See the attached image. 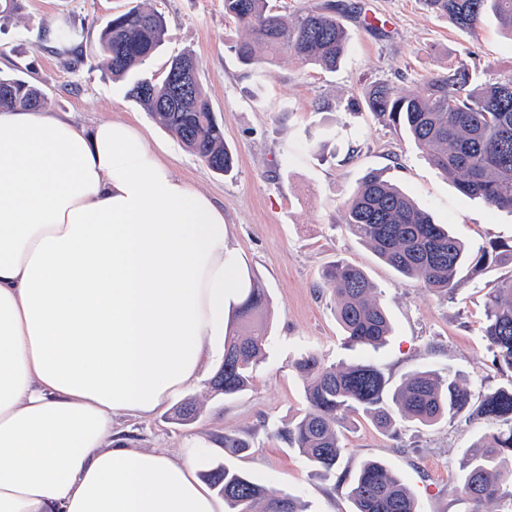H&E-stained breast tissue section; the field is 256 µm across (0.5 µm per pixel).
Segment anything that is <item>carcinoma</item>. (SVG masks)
Segmentation results:
<instances>
[{
  "mask_svg": "<svg viewBox=\"0 0 512 512\" xmlns=\"http://www.w3.org/2000/svg\"><path fill=\"white\" fill-rule=\"evenodd\" d=\"M427 12L448 17L458 30L474 34L487 17L512 35V0H421ZM224 12L245 30L234 46L245 65H271L289 56L304 65L334 70L342 62L349 33L335 6L311 5L284 19L268 9L267 0H224ZM162 14L139 4L112 15L99 36V66L123 78L150 58L165 40ZM196 67L192 54L173 58L162 82L135 81L130 95L182 144L216 173L229 174L236 153L211 110L198 74L178 85L174 77ZM45 103L42 91L29 81L0 75V111H36ZM367 108L379 120L406 130L432 165L452 177L468 196L490 208L512 213V74L477 82L464 62L450 63L405 91L385 81L370 85L363 99L347 108ZM345 224L383 262L407 281L438 295L455 286L460 267L479 269L490 261L512 264V246H491L472 255L444 224L434 222L406 193L381 179L366 176L343 203ZM335 303L336 320L347 343L377 348L391 333V324L366 273L338 261L322 275ZM266 303L265 289L252 283L243 302L232 309L224 333V358L209 385L226 398L245 391L264 355L268 328L251 324ZM483 333L493 363L512 371V278L488 294ZM304 381L305 410L276 436L326 478L335 473L345 448L342 429L355 415L369 418L385 431L399 421L432 427L466 414L485 425L460 468L461 491L474 512L505 497L512 501V387H499L473 402L467 383L456 373L442 377L416 371L395 388L384 372L367 360L328 364L309 351L292 363ZM200 413L194 398L174 410L173 420L186 425ZM232 454L247 452L250 442L226 433L219 440ZM224 497V512H305L299 496L278 492L226 464L204 474ZM354 512H419V504L403 480L379 461L365 462L350 483Z\"/></svg>",
  "mask_w": 512,
  "mask_h": 512,
  "instance_id": "1",
  "label": "carcinoma"
}]
</instances>
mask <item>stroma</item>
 Segmentation results:
<instances>
[{
	"label": "stroma",
	"mask_w": 512,
	"mask_h": 512,
	"mask_svg": "<svg viewBox=\"0 0 512 512\" xmlns=\"http://www.w3.org/2000/svg\"><path fill=\"white\" fill-rule=\"evenodd\" d=\"M129 2L23 0L18 14L0 22V72L40 88L49 115L70 116L87 128L103 120L131 121L175 174L211 196L224 210L245 274L267 291L263 317L269 329L265 356L250 388L237 398L212 394L203 379L188 390L203 406L192 425L174 424L165 408L148 419L114 416V431L138 447L171 454L194 439L236 433L253 449L243 457L224 454V462L299 495L307 512H354L348 480L370 459L408 484L420 512H471L460 489V462L481 435L482 421L464 415L385 432L353 417L343 430L337 476L329 480L274 431L306 407L292 362L308 350L334 364L368 359L394 386L420 370L457 372L476 398L512 385V371L493 365L481 331L487 295L512 276V265L463 267L455 290L441 298L407 285L349 232L342 213L345 197L373 173L408 193L436 223L449 225L470 251L512 243V214L462 194L403 129L342 106L378 81L416 89L460 59L475 64L484 80L512 74V37L489 19L476 35L466 34L427 13L421 0H342L350 42L336 71L287 57L267 71L238 60L233 46L244 30L225 14L224 0H145L164 16L167 35L142 71L163 80L172 58L193 51L199 80L238 157L235 169L221 175L128 96L129 80L98 68L100 30ZM338 260L367 274L391 319L393 332L378 349H353L344 340L334 301L321 283L322 269Z\"/></svg>",
	"instance_id": "35a3bbf8"
}]
</instances>
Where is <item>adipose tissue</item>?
<instances>
[{
	"mask_svg": "<svg viewBox=\"0 0 512 512\" xmlns=\"http://www.w3.org/2000/svg\"><path fill=\"white\" fill-rule=\"evenodd\" d=\"M251 282L224 211L124 120L0 112V512H224L219 452L133 446Z\"/></svg>",
	"mask_w": 512,
	"mask_h": 512,
	"instance_id": "ef3b65f1",
	"label": "adipose tissue"
}]
</instances>
